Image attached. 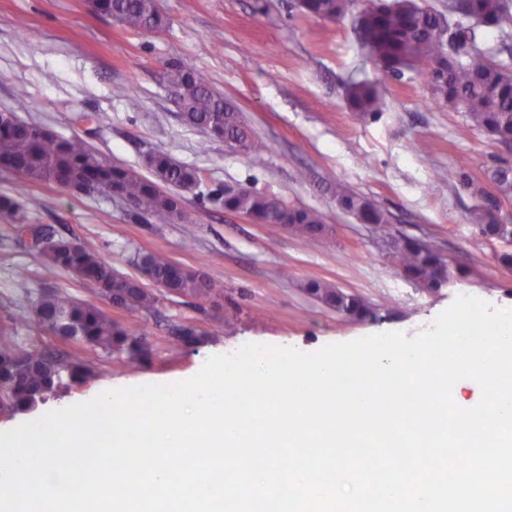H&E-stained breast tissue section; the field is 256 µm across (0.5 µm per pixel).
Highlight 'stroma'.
Masks as SVG:
<instances>
[{
	"label": "stroma",
	"instance_id": "35a3bbf8",
	"mask_svg": "<svg viewBox=\"0 0 512 512\" xmlns=\"http://www.w3.org/2000/svg\"><path fill=\"white\" fill-rule=\"evenodd\" d=\"M168 19L159 31L138 32L94 12L89 0H0V112L61 137L85 141L115 166L144 170L161 150L200 176L182 192L192 224L133 219L122 199L83 195L53 182L30 183L0 169V195L16 198L30 223L76 238L114 270L136 279L137 254L161 251L220 282L215 300L161 295L156 311L116 308L96 287L43 274L41 259L0 217V330L11 313L60 290L92 302L143 338L136 364L102 350H78L47 332L18 330L19 342L53 352H81L92 369L83 382L15 414L7 428L42 417L61 403L87 401L113 388L168 384L196 375L215 354L246 344L315 353L373 333L414 337L461 294L512 308V239L486 238L474 211L495 189L494 169L512 166V150L468 129L464 113L436 105L416 73L381 81L360 48L352 17L329 23L293 9V0H158ZM177 60L200 72L234 103L267 145L261 163L183 122L161 73ZM376 83L385 106L378 115L352 112L350 78ZM107 113L100 125L89 114ZM343 184L384 209L386 229L361 223L336 204ZM245 187L317 211L325 235L304 238L226 211L212 192ZM421 239L449 265L466 271L436 290L399 274L394 241ZM321 280L363 297L373 314L357 319L304 293ZM198 340L174 344L180 324Z\"/></svg>",
	"mask_w": 512,
	"mask_h": 512
}]
</instances>
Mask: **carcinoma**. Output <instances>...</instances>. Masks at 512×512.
<instances>
[{"instance_id": "carcinoma-1", "label": "carcinoma", "mask_w": 512, "mask_h": 512, "mask_svg": "<svg viewBox=\"0 0 512 512\" xmlns=\"http://www.w3.org/2000/svg\"><path fill=\"white\" fill-rule=\"evenodd\" d=\"M350 5L351 0H296L301 13L331 23L342 20ZM96 11L134 31H159L167 23L158 0H96ZM448 12L462 16V20L445 37L447 25L442 14L418 0H363L356 30L364 55L378 65L386 79H399L407 71L421 73L436 104L465 112L469 126L493 142L512 140V69L491 60L492 53L512 46V0H448ZM478 28L494 29V46L482 49L476 44ZM162 81L174 91L175 103L187 123L216 139L236 142L252 161H262L266 144L243 123L237 108L195 69L169 61L164 65ZM347 100L364 116L381 111L383 106L379 90L365 80L349 82ZM0 166L26 182H62L79 194L110 190L130 205L136 219L156 216L167 223H196L194 214L172 189L193 190L200 183L199 174L162 151L148 157L150 176L146 177L133 168L107 164L79 138H61L43 133L37 125L7 120L0 125ZM218 196L225 210L245 213L259 224L288 227L306 238L321 231V216L314 210L293 207L244 187L226 186ZM336 202L362 223L386 231L388 219L383 210L340 183L336 184ZM0 215L11 219L17 228L22 225L19 205L10 196L0 195ZM475 220L482 231L494 230L499 224L498 205H481ZM48 235L45 246L35 251L47 275L65 271L95 285L116 307L148 312L156 308V293L112 270L84 244L58 238L51 231ZM391 259L400 274L433 288L450 279V268L441 254L418 248L407 239L393 249ZM137 264L149 280L164 286L167 295L203 299L224 295L220 283L182 269L162 252L141 254ZM304 290L331 308L345 309L351 317L372 315L360 297L339 296L329 283L310 280ZM10 322L11 326L0 332V390H5L7 412L26 411L91 374L78 353L48 356L35 346L21 344L15 336L20 327L109 353H125L130 363L142 356V337L97 305L78 302L62 292L46 293L33 306L17 308Z\"/></svg>"}]
</instances>
